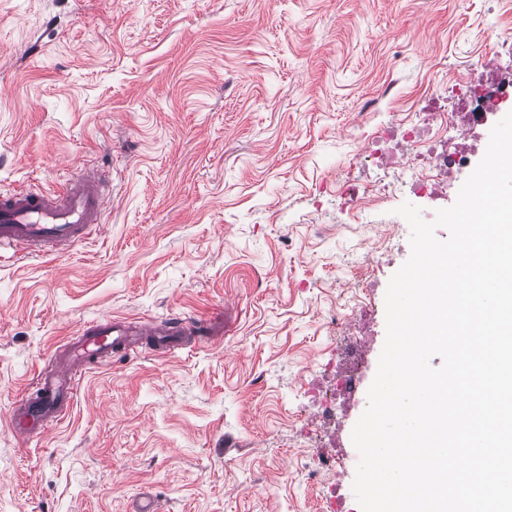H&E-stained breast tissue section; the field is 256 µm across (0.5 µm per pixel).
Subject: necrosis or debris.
Listing matches in <instances>:
<instances>
[{
  "label": "necrosis or debris",
  "instance_id": "necrosis-or-debris-1",
  "mask_svg": "<svg viewBox=\"0 0 512 512\" xmlns=\"http://www.w3.org/2000/svg\"><path fill=\"white\" fill-rule=\"evenodd\" d=\"M477 74L438 82L428 95V109L412 112L384 125L381 133L364 140L361 154L383 173L382 178L338 183L340 197L354 202L365 196H400L402 201H436L447 193L474 157L485 151L483 128L497 117L503 102L512 99V71L496 57L472 64ZM365 346L344 344L322 369L327 384L308 389L311 406L301 417L300 431L324 430L338 409V401L367 407L360 390L366 377Z\"/></svg>",
  "mask_w": 512,
  "mask_h": 512
}]
</instances>
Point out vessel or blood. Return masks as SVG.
Returning <instances> with one entry per match:
<instances>
[{
	"label": "vessel or blood",
	"instance_id": "b4317fda",
	"mask_svg": "<svg viewBox=\"0 0 512 512\" xmlns=\"http://www.w3.org/2000/svg\"><path fill=\"white\" fill-rule=\"evenodd\" d=\"M102 173L83 168L66 179L62 190L18 187L0 193V253L20 261L33 256L69 251L103 229L102 216L111 200ZM201 322L173 319L161 328L144 324L134 328L122 322L92 320L82 325L80 339L57 360L56 368L38 373L20 408L8 418L11 432L28 440L68 408L79 384L78 366H100L118 354L129 353L136 339L155 335L162 352H170L178 336L200 330Z\"/></svg>",
	"mask_w": 512,
	"mask_h": 512
}]
</instances>
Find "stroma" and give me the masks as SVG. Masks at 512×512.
<instances>
[{"label": "stroma", "instance_id": "obj_1", "mask_svg": "<svg viewBox=\"0 0 512 512\" xmlns=\"http://www.w3.org/2000/svg\"><path fill=\"white\" fill-rule=\"evenodd\" d=\"M512 32V0H0V192L112 181L105 228L0 261V512H317L294 419L342 334L329 317L378 232L337 179L425 110L434 77ZM377 115L362 121L365 101ZM395 250L378 296L410 256ZM209 324L85 371L20 444L16 401L87 320Z\"/></svg>", "mask_w": 512, "mask_h": 512}]
</instances>
